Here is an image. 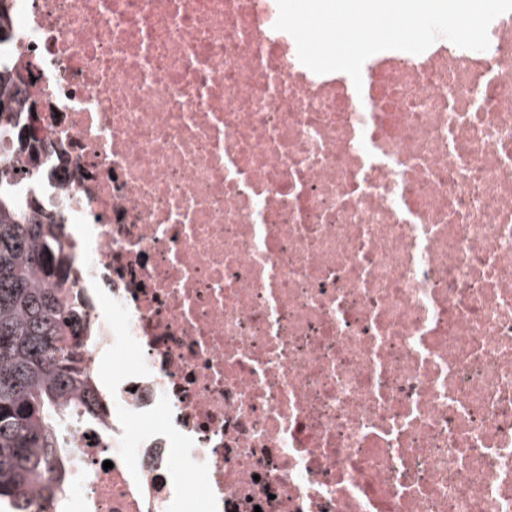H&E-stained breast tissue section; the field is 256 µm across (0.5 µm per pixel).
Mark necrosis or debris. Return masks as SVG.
<instances>
[{
  "mask_svg": "<svg viewBox=\"0 0 512 512\" xmlns=\"http://www.w3.org/2000/svg\"><path fill=\"white\" fill-rule=\"evenodd\" d=\"M0 8L37 139L0 166L98 332L67 506L512 512V12L357 86L276 0Z\"/></svg>",
  "mask_w": 512,
  "mask_h": 512,
  "instance_id": "4bbe7bcc",
  "label": "necrosis or debris"
}]
</instances>
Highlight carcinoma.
I'll return each mask as SVG.
<instances>
[{
  "mask_svg": "<svg viewBox=\"0 0 512 512\" xmlns=\"http://www.w3.org/2000/svg\"><path fill=\"white\" fill-rule=\"evenodd\" d=\"M34 111L0 83V126ZM0 169V503L46 512L68 483L65 433L98 414L84 397L91 374L75 360L81 314L60 271L62 244L36 205Z\"/></svg>",
  "mask_w": 512,
  "mask_h": 512,
  "instance_id": "carcinoma-1",
  "label": "carcinoma"
}]
</instances>
